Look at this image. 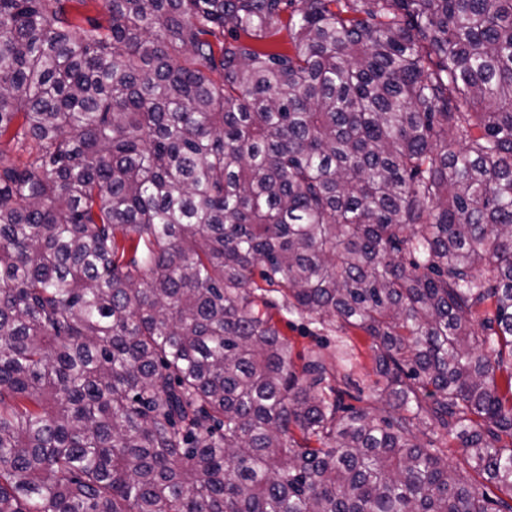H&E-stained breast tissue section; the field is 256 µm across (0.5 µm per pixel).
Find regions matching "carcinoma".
Returning a JSON list of instances; mask_svg holds the SVG:
<instances>
[{
  "label": "carcinoma",
  "instance_id": "1",
  "mask_svg": "<svg viewBox=\"0 0 512 512\" xmlns=\"http://www.w3.org/2000/svg\"><path fill=\"white\" fill-rule=\"evenodd\" d=\"M103 2L0 0V512H512V0ZM278 320V326L282 333L288 337L290 341L294 355L297 353L308 354L310 352H324L329 353L330 348L323 349V345L329 342L331 345L336 341V336L340 335V332L333 330L332 332H324L316 335L311 332L300 321H297L294 317L278 315L275 317ZM290 320V321H288ZM348 335L352 336L359 350V364L356 368L355 379L359 381L361 387H365L366 384L378 378L373 354L368 348L369 341L360 331L351 330Z\"/></svg>",
  "mask_w": 512,
  "mask_h": 512
}]
</instances>
